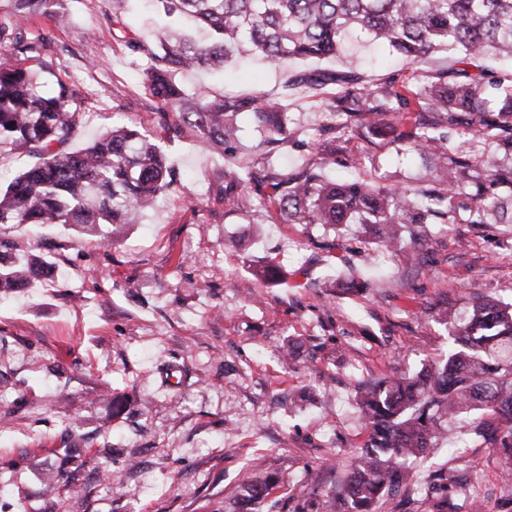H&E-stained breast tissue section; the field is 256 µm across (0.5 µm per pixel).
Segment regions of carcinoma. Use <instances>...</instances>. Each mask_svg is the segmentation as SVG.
Returning <instances> with one entry per match:
<instances>
[{"label":"carcinoma","mask_w":512,"mask_h":512,"mask_svg":"<svg viewBox=\"0 0 512 512\" xmlns=\"http://www.w3.org/2000/svg\"><path fill=\"white\" fill-rule=\"evenodd\" d=\"M16 24L0 27V47L21 55L48 50L51 40L24 38V23L40 12L59 25L53 0H10ZM163 24L154 44H140L149 59L144 88L168 119L190 122L201 143L224 153V202L238 204L235 190L270 188V203L286 224H365L387 250L397 249L417 224L512 223V69L483 67L491 57L512 60V0H157ZM193 18L210 35L199 43L171 22ZM351 36L386 45L412 70L410 77L360 84L341 54ZM253 51L271 62L334 58L336 69L304 70L287 89L322 95L364 138L386 135L398 151L418 155L426 186L393 188L365 180H332L336 145L322 128L312 138L319 165L281 173L271 157L240 164L235 155L239 118L251 116L266 144L289 141L287 104L262 96H215L201 87L186 93L177 80L183 70L221 69L237 54ZM443 52L452 66L424 77L422 65ZM75 90L62 80L48 89L37 73L0 64V152L26 150L38 162L0 187V225L69 226L118 241L129 224L150 208L176 173L162 148L140 131L112 126L98 140L70 148L79 129L72 109ZM469 138L448 152V131ZM47 262L12 253L0 240V289L23 288L48 275ZM448 352L412 374L374 379L361 387L359 411L366 438L345 466L319 512H396L403 498L427 490L414 471L418 458L448 438L457 421L471 436L501 452L506 491L500 507L512 512V303L477 297L464 316L441 307ZM453 466L431 479L481 512L474 484L459 485L456 468L467 466L450 453ZM273 480L253 473L233 512H256Z\"/></svg>","instance_id":"obj_1"}]
</instances>
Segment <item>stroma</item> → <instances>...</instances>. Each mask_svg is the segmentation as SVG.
Listing matches in <instances>:
<instances>
[{
    "label": "stroma",
    "mask_w": 512,
    "mask_h": 512,
    "mask_svg": "<svg viewBox=\"0 0 512 512\" xmlns=\"http://www.w3.org/2000/svg\"><path fill=\"white\" fill-rule=\"evenodd\" d=\"M60 4L68 25L36 16L25 31L51 38L53 75L74 85L77 145L130 124L179 178L117 244L62 225L0 226L16 254L52 268L0 293V512H230L257 466L276 482L261 512H317L364 438L359 386L447 350L432 307L512 301V223L426 224L394 254L343 224L279 223L250 190L228 206L223 154L203 150L189 124L164 125L143 86L133 43L152 0H130L119 34L113 0ZM345 52L365 85L406 71L384 47L352 40ZM313 67L233 60L181 81L278 100ZM286 101V168L317 163L308 141L330 123L337 147L360 157L357 177L420 185L417 159L389 138L353 136L322 98ZM272 259L288 277L262 283L253 270ZM116 394L132 399L119 419ZM465 454L486 512H500L499 452L473 442Z\"/></svg>",
    "instance_id": "1"
}]
</instances>
